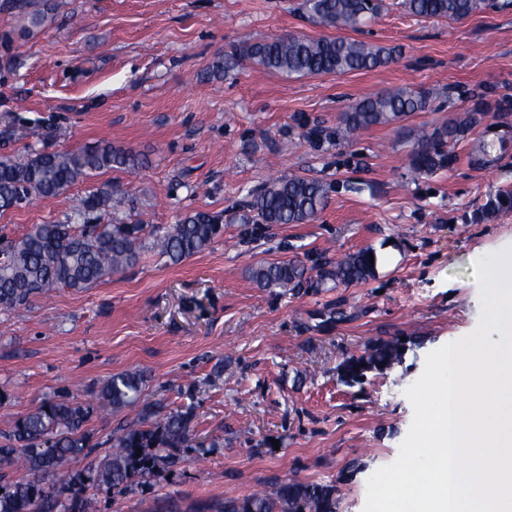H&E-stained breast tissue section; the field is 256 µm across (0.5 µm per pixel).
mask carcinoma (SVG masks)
Returning <instances> with one entry per match:
<instances>
[{
  "instance_id": "1",
  "label": "carcinoma",
  "mask_w": 512,
  "mask_h": 512,
  "mask_svg": "<svg viewBox=\"0 0 512 512\" xmlns=\"http://www.w3.org/2000/svg\"><path fill=\"white\" fill-rule=\"evenodd\" d=\"M490 0H403L405 10L425 19H462L489 6ZM304 10L317 23L338 30H358L379 14L383 0H304ZM396 50L346 36L318 39L283 35L244 46L219 57L208 73L222 79L251 61L263 68L298 75L344 74L386 65ZM494 90L470 94L475 108L448 120V125L415 139L410 154V172L416 178L430 177L451 169L457 155L444 149L475 129L486 116L512 111V97L489 100ZM432 104L428 93L395 88L366 97L341 116L336 130L308 126L304 136L315 143L350 140L373 126L402 121ZM139 154L100 141L78 150L36 153L23 162L0 160V212L12 210L32 197L54 198L74 185L93 179L112 168L142 166ZM331 186L301 176H281L251 194L242 221L254 224H305L325 208ZM119 198L104 184L82 199L76 224H35L16 240H2L0 248V311H11L56 287L74 291L90 288L106 277L136 265L145 246L177 264L211 246L223 231L224 215L195 211L169 227L103 223ZM512 212V185L489 193L485 204L469 220L481 223ZM372 248L361 249L334 260L307 267L299 258L263 262L251 270L261 288H319L334 284H359L376 276L378 263ZM316 277L308 276L309 270ZM406 346L398 340L379 339L339 367L341 380L362 383L367 374L383 372L403 361ZM146 377L127 370L112 377L97 391L95 402L79 401L69 394L44 401L36 410L17 420L0 436V512H92L86 496L89 487L104 486L116 494H127L158 474L187 459L190 454L210 452L203 442H194V403L165 410L161 404L142 400ZM136 408L133 420L120 426L110 439L108 454L95 466L74 470L72 464L90 457L100 442L93 440L85 425L106 411ZM25 470L18 480H7L11 470ZM336 484L297 479L276 481L270 488L224 501L216 512H337Z\"/></svg>"
}]
</instances>
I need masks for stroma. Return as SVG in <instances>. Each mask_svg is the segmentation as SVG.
I'll return each mask as SVG.
<instances>
[{
  "label": "stroma",
  "instance_id": "obj_1",
  "mask_svg": "<svg viewBox=\"0 0 512 512\" xmlns=\"http://www.w3.org/2000/svg\"><path fill=\"white\" fill-rule=\"evenodd\" d=\"M0 0V159L99 140L146 155L142 168L97 176L119 190L117 221L171 225L202 210L224 216L206 250L173 264L139 262L95 286L57 288L0 311V433L62 392L92 400L117 372L147 378L145 401H194L197 439L211 444L133 493L88 492L94 512H178L238 498L275 480L335 482L338 512H363L368 478L398 456L413 420L406 388L427 355L472 332L480 315L474 265L512 241V213L465 222L512 184V112L481 123L453 150L455 167L412 181L414 133L470 109L452 86L512 96V7L461 20L413 16L384 0L354 39L393 47L391 64L319 76L245 63L210 79L219 55L283 34L330 36L301 0ZM397 87L433 106L338 145L314 146L301 123L333 129L349 106ZM342 182L307 224L242 221L247 196L281 175ZM90 189L0 213V237L63 223ZM389 252L375 278L335 288L259 287L264 261ZM405 339L401 365L347 386L339 365L378 339Z\"/></svg>",
  "mask_w": 512,
  "mask_h": 512
}]
</instances>
